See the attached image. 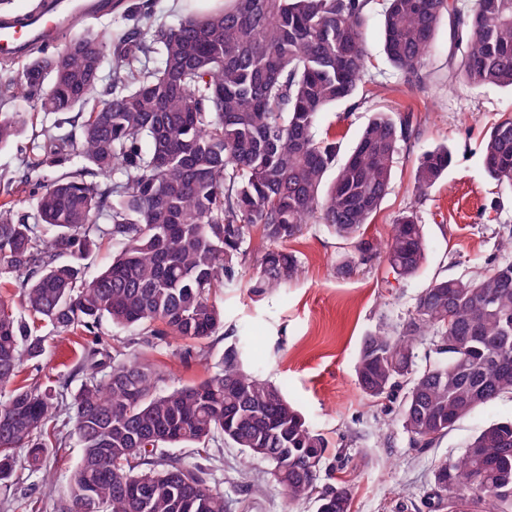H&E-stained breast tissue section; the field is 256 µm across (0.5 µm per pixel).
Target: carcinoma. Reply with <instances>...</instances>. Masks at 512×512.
<instances>
[{
  "label": "carcinoma",
  "mask_w": 512,
  "mask_h": 512,
  "mask_svg": "<svg viewBox=\"0 0 512 512\" xmlns=\"http://www.w3.org/2000/svg\"><path fill=\"white\" fill-rule=\"evenodd\" d=\"M372 0H224L175 24L138 27L116 38L85 28L53 54L34 45L17 75H0V107L17 100L58 115L38 153L35 213L14 211L0 189V288H19L26 321L0 299V486L46 468L66 447L59 418L82 448L66 512H226L203 462L229 441L262 459L291 502L312 496L351 512V488L318 489L328 451L282 390L246 371L242 350L224 352L197 384L164 388L153 363L121 359L122 348L84 349L68 384H18L23 360L39 357L49 326L57 336H95L103 320L135 327L143 342L162 336L199 342L215 335L216 289L233 282L249 230L273 244L253 277L262 293L299 273L283 243L318 221L355 241L341 271L380 254L360 237L391 188L410 114L377 112L341 165L336 141L316 136L318 116L356 97L372 66L366 27ZM387 61L416 87L448 17V88H512V0H382ZM111 84L101 87L104 65ZM26 126L0 112V147ZM78 142V153L66 145ZM485 172L512 187V117L483 142ZM452 151H425L414 177L421 202ZM120 247L87 279L82 261L102 241ZM427 254L414 207L393 222L385 256L401 279L421 273ZM67 255L71 262L60 264ZM429 338L437 357L416 365ZM361 391L386 397L407 385L399 408L415 448H430L477 408L512 394V261L474 275L436 277L392 333L364 336L355 362ZM190 448L194 460L165 455ZM282 448H317L316 459ZM433 512H512V420L484 428L434 472Z\"/></svg>",
  "instance_id": "1"
}]
</instances>
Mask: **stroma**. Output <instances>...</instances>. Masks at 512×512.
I'll return each mask as SVG.
<instances>
[{
    "label": "stroma",
    "mask_w": 512,
    "mask_h": 512,
    "mask_svg": "<svg viewBox=\"0 0 512 512\" xmlns=\"http://www.w3.org/2000/svg\"><path fill=\"white\" fill-rule=\"evenodd\" d=\"M184 7L183 0H120L112 14L92 19L89 25L117 36L148 21L176 23ZM383 20L381 10L371 11L367 42L376 66L364 78L365 100L345 102L321 113L317 133L336 139L337 160L342 163L374 113L413 108L415 133L402 144L391 191L365 225L364 235L386 244L399 212L415 207L428 243L423 272L409 280L397 278L381 255L353 274L341 275L338 266L352 255V245L329 233L325 225L309 224L286 244L299 258V277L254 295L249 282L268 248L267 240L254 229L246 238L233 286L215 295L224 326L214 336L199 344L169 337L151 349L142 344L134 328L106 320L99 332L102 347L121 346L127 359L160 366L170 387L205 379L216 370L226 348H242L245 369L280 386L306 423L325 438L328 469L321 481L327 485L349 482L352 512H430L428 495L437 465L456 458L484 427L511 418L512 395L479 407L432 448L420 451L411 447L399 419L404 388H396L392 396L380 401L369 398L357 386L355 361L363 336L398 328L433 277L512 261V249L503 246L512 237V191L487 177L482 153L486 132L512 114V91L464 85L449 88L445 79L448 26L444 23L427 62L432 79L423 88L411 86L385 59ZM54 120L51 114L29 115L30 131L0 148V177L26 173L37 178V170L30 167L32 133L53 127ZM440 143L451 148L452 162L427 197L415 202L412 187L419 158ZM91 342V337L80 335L48 338L44 354L25 361L20 379L33 382L68 375L71 390H78L82 379L72 371ZM80 455L75 438H68L46 474L0 488V499L37 497L40 512H61ZM269 470L268 462L228 443L220 461L212 465L211 483L223 490L227 512H317L315 499L289 502ZM245 471L254 478L249 491L240 487Z\"/></svg>",
    "instance_id": "1"
}]
</instances>
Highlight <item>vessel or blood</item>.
Masks as SVG:
<instances>
[{
	"mask_svg": "<svg viewBox=\"0 0 512 512\" xmlns=\"http://www.w3.org/2000/svg\"><path fill=\"white\" fill-rule=\"evenodd\" d=\"M111 8L112 0H38L35 9L24 13L0 12V56L24 57L42 41L46 28L67 32L78 21Z\"/></svg>",
	"mask_w": 512,
	"mask_h": 512,
	"instance_id": "obj_1",
	"label": "vessel or blood"
}]
</instances>
